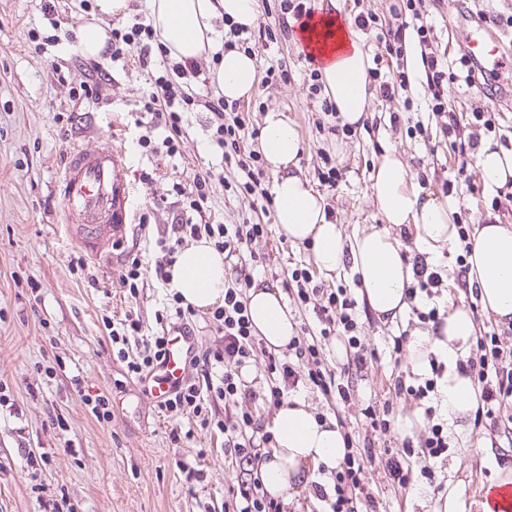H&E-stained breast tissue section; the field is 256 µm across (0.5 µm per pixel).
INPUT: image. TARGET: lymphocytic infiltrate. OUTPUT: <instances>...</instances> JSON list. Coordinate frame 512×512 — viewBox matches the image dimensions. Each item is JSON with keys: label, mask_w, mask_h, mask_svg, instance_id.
Listing matches in <instances>:
<instances>
[{"label": "lymphocytic infiltrate", "mask_w": 512, "mask_h": 512, "mask_svg": "<svg viewBox=\"0 0 512 512\" xmlns=\"http://www.w3.org/2000/svg\"><path fill=\"white\" fill-rule=\"evenodd\" d=\"M411 32L415 33L420 47L436 132L458 153H465L466 143L459 124L444 99L443 83L451 77L449 67L432 52V28L415 8L414 0H405L403 7L394 10L393 21L387 30V55L403 59L406 37ZM184 72L182 64L173 65L171 76L157 77L139 102L141 110L150 115L153 128L165 131L159 142L148 134L140 136L139 144L147 153L169 158L183 153L182 115L174 110L173 105L175 79ZM206 108L212 114L213 141L221 149L225 162L235 163L245 173L244 189L248 194L268 198L259 154L244 153L238 144L240 131L250 123L249 115L239 112L233 120H226L228 104L221 98L207 101ZM212 179L213 172L208 169L195 173L191 181L173 182L172 193L186 199L189 208L174 214L166 236L157 239L153 265L144 266L136 257L126 263L121 279L130 295H137L140 283L148 275L159 284H169L175 256L186 239L208 238L214 248L229 259L265 236L266 227L262 224L231 227L194 222V214L202 212L209 198ZM250 282V276L244 270L235 271L232 286L224 291L223 305L210 314L211 321L223 333L221 344L192 357L189 366L194 369V376L185 378L168 399L159 404L158 409L170 417H195L200 429L223 435L224 458L238 472L236 485L229 487L224 499V512H285L283 503L265 491L256 475L262 459L260 446L245 442L248 434L258 430L253 405L260 398L241 376L244 367L256 363L260 347L259 340L252 333L248 297L244 290ZM287 284L300 304L318 306L321 328L317 335L297 336L289 342L288 348L293 351L295 362H283L275 356H268L265 370L274 383L261 399L266 404L279 405L285 389L298 387L299 383L306 381L316 387L325 400L344 402L347 399L346 388L328 365L325 342L333 337L343 339L353 354L352 364L366 365L369 351L358 334L353 317L356 301L344 288L324 291L312 287L310 271L306 268L293 269ZM133 336L141 337L143 350L135 360H127V372L139 379L161 363L166 353V339L159 335H145L139 315L126 313L123 319L112 325L109 333L112 344L118 348V358L127 359L125 346ZM429 367V378L409 382L400 376L393 383L395 394L410 395L423 404L429 424L417 438L402 440L400 448L388 459L386 468L394 485L404 489L414 478L421 477L432 481L433 491L438 494L444 485L435 479L434 464L447 458L450 442L443 425L434 422V410L430 404L437 381L443 375L442 367L434 358L430 359ZM456 369L473 379L485 407L484 417L490 423H498L512 411V349L502 345L497 333L478 328L473 352L459 360ZM217 400L224 403V416L220 419L212 416L209 410L211 402ZM364 417L371 429L370 436L359 442L352 433H345L348 448L343 460L331 473V485L316 481L311 484L314 498L323 505L322 512H380V505L366 479V469L375 458L373 434L387 433L391 421L377 416L371 409L365 410Z\"/></svg>", "instance_id": "f902f5d3"}]
</instances>
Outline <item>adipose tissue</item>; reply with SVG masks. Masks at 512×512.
I'll return each mask as SVG.
<instances>
[{"label": "adipose tissue", "mask_w": 512, "mask_h": 512, "mask_svg": "<svg viewBox=\"0 0 512 512\" xmlns=\"http://www.w3.org/2000/svg\"><path fill=\"white\" fill-rule=\"evenodd\" d=\"M151 22L170 58L194 63L211 54L220 60L213 73L216 92L229 101L249 98L257 89V67L249 53L218 51L213 21L224 17L240 28H252L259 17L258 0H147ZM302 38L319 58L323 92L336 104L344 123L357 125L371 111L375 91L369 85V55L359 36L344 22H319ZM260 151L275 179L271 192L280 232L295 244L310 245L314 260L332 273L347 266L357 276L368 309L384 321L401 317L408 309L407 288L414 282V266L399 237L374 230L346 238L325 214L323 197L297 174L301 149L296 127L277 111L267 112L259 136ZM484 188L492 190L512 181V152L482 142L474 156ZM414 175L393 149H385L371 176V195L386 224L413 230L419 251L434 252L452 244L456 203L448 197L422 193ZM468 284L477 286L482 310L501 322L512 320V224L495 221L477 225L467 258ZM170 285L186 303L207 310L223 302L227 286L224 255L208 240L198 239L182 249L171 268ZM252 331L272 351L287 348L297 324L279 288L253 285L248 291ZM476 336L473 312L452 305L436 327L411 334L409 364L426 373L429 355L440 357L448 370L439 382V394L448 420L475 413L479 394L470 377L455 365L470 353ZM268 431L271 448L258 469L264 489L272 497L292 498L308 472L332 471L346 452L339 426L316 418L304 400H284Z\"/></svg>", "instance_id": "ef3b65f1"}]
</instances>
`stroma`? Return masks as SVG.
<instances>
[{"instance_id":"1","label":"stroma","mask_w":512,"mask_h":512,"mask_svg":"<svg viewBox=\"0 0 512 512\" xmlns=\"http://www.w3.org/2000/svg\"><path fill=\"white\" fill-rule=\"evenodd\" d=\"M399 3L337 0L347 17L375 16L376 28L359 34L371 56L382 50L378 26L391 22ZM416 7L432 23L433 46L447 60L465 51L467 31L455 21L456 12L512 15V0H418ZM99 17L96 0H0V393L7 397L0 404V512H41L43 497L67 498L77 512H224V490L235 474L224 462L223 439L197 431L194 417L168 418L156 404L134 395L136 382L128 378L125 361L112 354L107 323L132 310L149 332H156L155 313L166 293L148 277L139 294L130 295L120 281L125 262L132 257L151 261L152 243L171 223L169 189L173 181L188 180L201 156L213 162L217 176L206 221L268 227L267 236L238 259L253 281L281 287L287 270L295 267L311 268L314 285L325 289L354 288V278L347 268L332 276L315 270L311 248L286 240L274 209L260 196L241 192L243 173L214 152L205 103L216 96V59L198 62L185 80L192 100L182 107L183 157L142 155L139 100L150 74L173 62L156 51L144 67L131 57L105 55L97 71H89L74 33ZM243 37L260 76L256 94L239 102L250 115L249 128L241 134L243 147L258 150L255 131L265 112H282L300 136L302 176L323 196L346 237L383 226L370 190L372 168L383 149H395L418 187L435 194L461 162H473V154L454 153L448 143L427 142L416 134L414 126L426 109L424 71H417L395 99L376 98L364 124L345 133L322 112V95L308 90L309 65L280 0H260L257 25ZM282 65L288 68L284 80L276 75ZM84 83L100 85L99 96L80 95ZM444 89L460 124L470 122L473 113L492 111L496 128L478 130V140L512 150V95L503 94L492 106L480 84L454 79ZM395 110L401 121L394 127L389 115ZM108 142L131 169L132 227L115 253L87 258L86 269L77 272L71 262L80 251L63 228L59 178L72 144L92 149ZM326 155L338 169L332 189L319 182ZM458 210L468 223L492 218L512 224V196L497 195L479 182L462 193ZM461 252L457 245L440 248L433 268L444 284L435 302L444 310L460 301L470 304L478 321L495 330L503 346H512V326L487 316L475 290L453 287ZM356 316L376 358L349 377L344 417L351 427L361 409L384 401L383 383L408 372L409 353H394L393 340L421 326L410 312L393 324L380 321L362 302ZM90 395L108 397L110 421L92 415L86 402ZM393 415L394 428L374 439L371 487L384 512H434L439 499L428 484L401 491L392 487L385 469L384 451L400 448L405 419L424 412L405 395L394 399ZM175 429L193 430L194 436L172 441ZM448 435L453 451L437 464L436 475L457 494L458 512H483L484 487L512 480V424L480 435L465 418L449 426ZM28 450L47 458L39 473L26 466ZM182 463L200 465L207 474L194 491L186 489L178 469Z\"/></svg>"}]
</instances>
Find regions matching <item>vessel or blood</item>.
I'll use <instances>...</instances> for the list:
<instances>
[{
  "label": "vessel or blood",
  "instance_id": "1",
  "mask_svg": "<svg viewBox=\"0 0 512 512\" xmlns=\"http://www.w3.org/2000/svg\"><path fill=\"white\" fill-rule=\"evenodd\" d=\"M468 31L466 53L474 68L485 75L512 71V54L486 18L466 15ZM129 168L111 145L94 150L74 148L68 155L61 176L63 213L66 231L78 248L98 255L109 243L122 241L127 232L130 205ZM199 339L190 333L173 330L160 366L139 387L153 403L164 401L185 377Z\"/></svg>",
  "mask_w": 512,
  "mask_h": 512
}]
</instances>
